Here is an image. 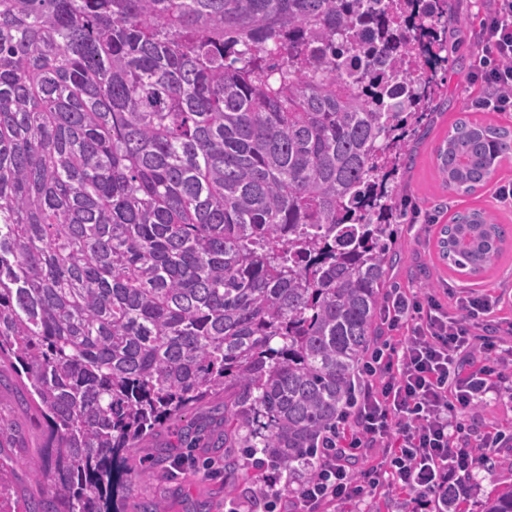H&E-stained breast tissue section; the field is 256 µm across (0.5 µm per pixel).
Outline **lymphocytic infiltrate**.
Segmentation results:
<instances>
[{
    "label": "lymphocytic infiltrate",
    "instance_id": "1",
    "mask_svg": "<svg viewBox=\"0 0 512 512\" xmlns=\"http://www.w3.org/2000/svg\"><path fill=\"white\" fill-rule=\"evenodd\" d=\"M476 38L485 50L476 106L512 112V0H491ZM503 299L465 288L447 306L432 293L393 290L381 316L399 337L365 362L369 383L354 429L302 485L296 512L383 489L413 495L433 512H461L466 479L512 439L471 419L489 396L512 395V341L494 330Z\"/></svg>",
    "mask_w": 512,
    "mask_h": 512
}]
</instances>
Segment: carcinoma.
Segmentation results:
<instances>
[{
    "instance_id": "carcinoma-1",
    "label": "carcinoma",
    "mask_w": 512,
    "mask_h": 512,
    "mask_svg": "<svg viewBox=\"0 0 512 512\" xmlns=\"http://www.w3.org/2000/svg\"><path fill=\"white\" fill-rule=\"evenodd\" d=\"M464 26L452 0H0V364L48 419L24 512H121L131 450L220 393L184 441L211 430L249 512L316 474ZM511 158L466 116L436 169L468 196ZM511 236L467 208L439 257L475 279Z\"/></svg>"
}]
</instances>
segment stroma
Returning a JSON list of instances; mask_svg holds the SVG:
<instances>
[{"mask_svg":"<svg viewBox=\"0 0 512 512\" xmlns=\"http://www.w3.org/2000/svg\"><path fill=\"white\" fill-rule=\"evenodd\" d=\"M488 6L487 0H457L456 8L467 24L455 35L460 42L463 63L449 61V91L440 110L430 113L415 134L416 147L410 163L398 174L402 185L393 205L402 217L396 225L397 246L401 260L391 273V281L398 287L417 292L441 293L447 287L495 288L512 273V247L486 279L475 280L448 270L440 261L435 242L424 239L425 225L447 223L452 212L464 208H494L492 193L495 185L512 180V161L504 163L494 174L492 182L467 197L450 196L436 172L435 151L447 135L460 113L473 118L512 127V112H491L474 108L482 87L473 75L479 67L482 48L472 34L479 28V20ZM206 409L192 411L180 423L161 429L145 447L133 449L130 457L134 465L149 466L154 460L163 465L150 480L132 479L126 499L127 512H138L141 503L161 500L169 512H197L199 505L209 504V512H230L231 504L224 493L228 478L223 471H211L208 462L223 464L224 451L220 448H184L180 445V431L203 419ZM47 420L41 412L25 405L9 366L0 367V443L6 448L4 465L11 475L17 492L39 494L40 489L26 466L28 459L43 452V434ZM501 463L485 465L473 472L468 483L466 502L473 512H484L488 499L512 489V447L500 451ZM185 458L181 472H173L172 463Z\"/></svg>","mask_w":512,"mask_h":512,"instance_id":"stroma-1","label":"stroma"}]
</instances>
